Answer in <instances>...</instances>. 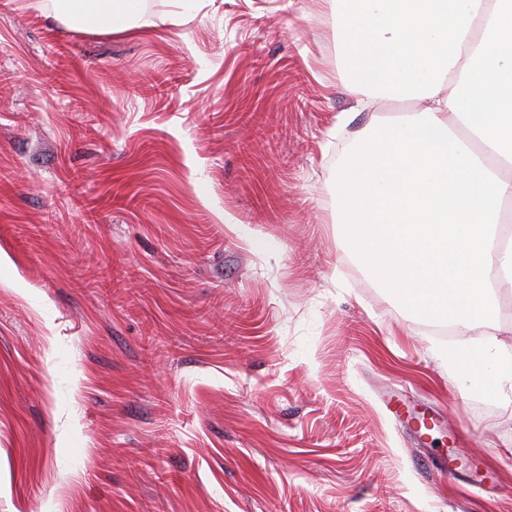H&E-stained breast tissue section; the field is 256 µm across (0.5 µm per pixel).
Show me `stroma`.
<instances>
[{"instance_id": "1", "label": "stroma", "mask_w": 512, "mask_h": 512, "mask_svg": "<svg viewBox=\"0 0 512 512\" xmlns=\"http://www.w3.org/2000/svg\"><path fill=\"white\" fill-rule=\"evenodd\" d=\"M165 9L0 0V512H512V405L336 237L340 162L416 102L360 107L337 0ZM57 12L66 15L79 30L89 32L127 31L154 26L143 20L139 0H56ZM138 19L139 24H132Z\"/></svg>"}]
</instances>
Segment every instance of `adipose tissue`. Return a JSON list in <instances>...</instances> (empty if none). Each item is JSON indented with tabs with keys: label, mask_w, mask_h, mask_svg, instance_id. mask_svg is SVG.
<instances>
[{
	"label": "adipose tissue",
	"mask_w": 512,
	"mask_h": 512,
	"mask_svg": "<svg viewBox=\"0 0 512 512\" xmlns=\"http://www.w3.org/2000/svg\"><path fill=\"white\" fill-rule=\"evenodd\" d=\"M58 13L80 30L115 32L132 29L140 0H56Z\"/></svg>",
	"instance_id": "1"
}]
</instances>
